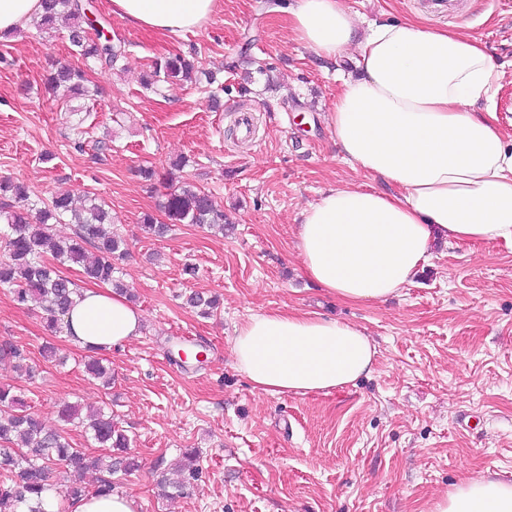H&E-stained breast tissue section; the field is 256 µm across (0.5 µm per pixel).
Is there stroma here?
Instances as JSON below:
<instances>
[{"label": "stroma", "instance_id": "stroma-1", "mask_svg": "<svg viewBox=\"0 0 512 512\" xmlns=\"http://www.w3.org/2000/svg\"><path fill=\"white\" fill-rule=\"evenodd\" d=\"M222 2L205 27L169 36L94 0L126 57L91 73L99 94L82 101L83 121L44 89L52 69L72 60L65 24L0 39V178L41 196L60 188L103 199L127 250L116 276L144 321L140 336L106 353V389L85 373L84 350L47 330L42 310L0 289V342L24 347L38 370L31 380L0 359V384L92 455L101 447L81 423L59 422L56 407L110 410L141 462L112 480L138 498L139 512H428L462 475L512 478V245L437 243L410 284L367 304L310 282L296 249L301 211L328 187L365 180L326 122L340 76L355 67L322 62L267 0ZM340 3L367 24L420 16L481 39L499 66L494 102L512 134V0H457L449 13L420 0ZM193 50L224 84L220 110L190 84L159 93L140 84L151 60ZM79 135L81 152L71 146ZM182 157L184 177L211 191L228 218L224 232L175 220L161 237L142 230ZM143 167L156 177L142 178ZM193 291L218 296L217 313L186 305ZM293 310L364 328L377 350L371 376L327 393L255 389L231 353L236 331L252 315ZM181 342L207 360L180 363ZM46 343L65 365L41 356ZM188 448L202 482L160 497L158 480L176 474Z\"/></svg>", "mask_w": 512, "mask_h": 512}]
</instances>
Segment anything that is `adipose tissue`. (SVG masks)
<instances>
[{
    "label": "adipose tissue",
    "mask_w": 512,
    "mask_h": 512,
    "mask_svg": "<svg viewBox=\"0 0 512 512\" xmlns=\"http://www.w3.org/2000/svg\"><path fill=\"white\" fill-rule=\"evenodd\" d=\"M220 0H110L113 14L165 35L203 27ZM287 12L298 41L322 57L353 56L326 117L342 160L395 185L334 186L300 214L306 277L352 303L395 295L439 241L512 243V139L493 106L475 111L498 79L482 41L418 20H359L339 0H298ZM81 348L112 350L138 336L126 297L83 288L67 315ZM232 354L271 395L328 392L369 375L376 349L352 323L303 313H263L241 325ZM433 512H512V479L468 478Z\"/></svg>",
    "instance_id": "ef3b65f1"
}]
</instances>
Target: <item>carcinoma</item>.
Masks as SVG:
<instances>
[{"label":"carcinoma","instance_id":"cac0c4a2","mask_svg":"<svg viewBox=\"0 0 512 512\" xmlns=\"http://www.w3.org/2000/svg\"><path fill=\"white\" fill-rule=\"evenodd\" d=\"M41 3L42 13L35 27L49 30L62 17L71 20V53L84 65L112 70L124 57L120 44L99 31H88V5L84 0ZM203 80L206 86H212L216 83L214 72L201 71L195 61L178 54L153 60L143 85L156 92L162 83L198 85ZM87 82L85 70L71 65L60 66L50 79L52 89L63 87L71 98L87 95ZM161 208L171 219L184 224H206L220 231L226 224L224 211L216 207L209 192L186 180L169 194ZM0 219L8 227L7 253L0 259V288L9 292L19 306H40L47 315L48 329L59 333L65 330V316L74 305L77 288L64 275L63 267L77 265L90 280L116 283L113 258L124 255L123 240L107 229L112 216L104 201L90 197L77 207L66 193L57 192L49 199L33 197L23 184L0 179ZM64 220L77 225V230L73 236L57 238L52 225ZM187 303L204 315L218 309L217 299L198 293L189 294ZM0 356L14 360L17 368L35 377L25 349L4 342L0 344ZM84 367L88 374L110 384L111 377L98 358L85 361ZM86 430L105 448L123 452L129 447L127 436L116 429L112 415L101 409L91 416ZM185 458L180 478L162 485L164 496L184 495L201 480L197 451L186 452ZM139 467L138 460L127 454L90 456L74 447L61 432L48 427L42 416L28 411L11 386L0 385V507L15 512L17 504L33 502L35 506L29 512H44L42 494L53 487L67 500L85 496L88 491L82 477L89 471L100 474L94 493L109 494L115 490L113 474Z\"/></svg>","mask_w":512,"mask_h":512}]
</instances>
